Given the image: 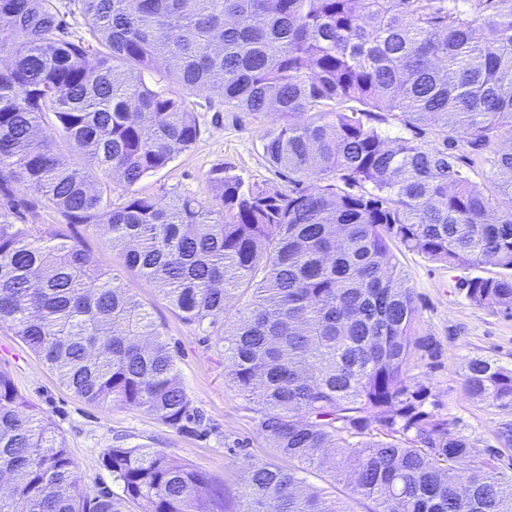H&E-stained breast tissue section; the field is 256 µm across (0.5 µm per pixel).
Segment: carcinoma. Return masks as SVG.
I'll return each mask as SVG.
<instances>
[{
    "mask_svg": "<svg viewBox=\"0 0 512 512\" xmlns=\"http://www.w3.org/2000/svg\"><path fill=\"white\" fill-rule=\"evenodd\" d=\"M0 0V186L110 234L124 265L189 325H216L227 377L278 456L246 462L244 512H349L305 485L347 480L373 512H512V473L475 454L414 380L419 308L394 250L452 267L472 303L512 315V143L478 185L448 151L374 125L429 121L483 149L512 131V0ZM154 71L183 94L149 87ZM272 116L268 163L288 191L216 168L209 196L133 187L197 140L187 97ZM52 123L59 139L42 125ZM75 145L76 156L64 152ZM125 198L112 201V184ZM0 206V325L76 396L181 432L210 421L176 354L81 242L33 238ZM465 393L512 405V369L473 359ZM121 489L89 495L65 440L0 371V512H224L192 466L108 448Z\"/></svg>",
    "mask_w": 512,
    "mask_h": 512,
    "instance_id": "obj_1",
    "label": "carcinoma"
}]
</instances>
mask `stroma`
Masks as SVG:
<instances>
[{"instance_id": "obj_1", "label": "stroma", "mask_w": 512, "mask_h": 512, "mask_svg": "<svg viewBox=\"0 0 512 512\" xmlns=\"http://www.w3.org/2000/svg\"><path fill=\"white\" fill-rule=\"evenodd\" d=\"M189 103L199 125L195 144L167 167L144 176L135 186L137 192L160 203L176 195L203 199L208 195L210 172L220 167L287 189V181L269 165L263 151L267 116L220 110L202 96L190 97ZM10 194L32 237L65 235L80 240L98 266L117 275L150 312L166 340L176 346L184 386L212 425L208 435L197 436L118 402H85L63 386L8 327H1L0 371L10 374L17 391L65 439L87 492L112 484V474L102 464L106 448L146 445L206 474L223 488L233 512H243L240 487L246 461L273 463L277 456L257 433L245 400L227 377L218 339L230 333L235 308H228L223 325L215 328L186 324L155 288L124 266L102 228L64 223L58 212L37 203L21 185H12ZM398 261L418 299L416 332L432 337L439 347L436 359L413 358L411 375L430 386L440 413L474 448L498 452L499 466L512 468V441L504 438L505 432H512V406L472 399L463 387L466 367L473 359H490L512 369V315L472 304L458 287L467 270L412 251L400 253Z\"/></svg>"}]
</instances>
